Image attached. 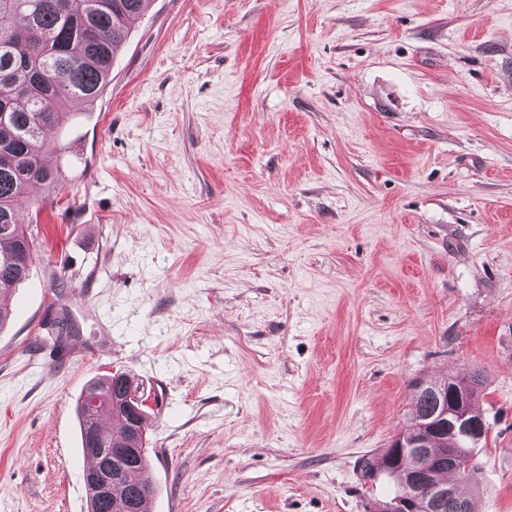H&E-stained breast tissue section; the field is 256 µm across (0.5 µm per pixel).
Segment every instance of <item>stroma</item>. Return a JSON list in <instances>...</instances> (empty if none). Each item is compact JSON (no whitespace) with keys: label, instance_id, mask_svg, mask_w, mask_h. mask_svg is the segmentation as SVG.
Here are the masks:
<instances>
[{"label":"stroma","instance_id":"35a3bbf8","mask_svg":"<svg viewBox=\"0 0 512 512\" xmlns=\"http://www.w3.org/2000/svg\"><path fill=\"white\" fill-rule=\"evenodd\" d=\"M56 138L0 330V512H88L75 402L116 369L151 512H365L416 383L474 368L462 490L512 512V0H151Z\"/></svg>","mask_w":512,"mask_h":512}]
</instances>
